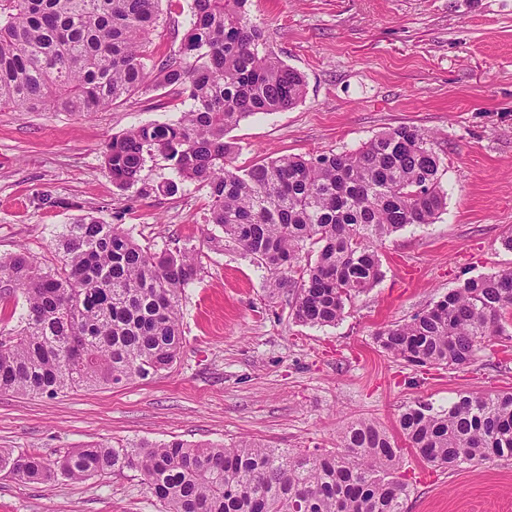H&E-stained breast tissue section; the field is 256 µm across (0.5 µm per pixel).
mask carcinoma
Listing matches in <instances>:
<instances>
[{
  "label": "carcinoma",
  "instance_id": "1",
  "mask_svg": "<svg viewBox=\"0 0 512 512\" xmlns=\"http://www.w3.org/2000/svg\"><path fill=\"white\" fill-rule=\"evenodd\" d=\"M161 0H0V108L99 112L147 86L187 95L168 123L114 135L104 150L112 182L127 189L159 153L177 182L208 188L209 223L293 289L303 325L340 321L346 303L382 277L376 244L446 207L440 159L414 126L380 133L353 152L285 155L232 165L229 131L249 116L297 105L304 77L272 52L247 18L248 0H193L181 54L148 65L143 45ZM60 266L25 251L0 256V301L24 298L20 325L0 327V392L53 397L81 387L145 380L180 357V297L197 276L192 248L150 252L94 217L58 235ZM512 270L469 278L378 346L413 366L460 367L507 335ZM411 452L437 467L512 459V391L461 393L399 419ZM401 449L369 419L340 427L332 451L174 439L115 448L90 443L55 460L0 448V472L28 481L82 480L136 469L163 512H405Z\"/></svg>",
  "mask_w": 512,
  "mask_h": 512
}]
</instances>
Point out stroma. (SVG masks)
<instances>
[{
	"label": "stroma",
	"instance_id": "obj_1",
	"mask_svg": "<svg viewBox=\"0 0 512 512\" xmlns=\"http://www.w3.org/2000/svg\"><path fill=\"white\" fill-rule=\"evenodd\" d=\"M192 0H163L145 52L177 53ZM265 47L300 72L295 107L248 117L228 138L246 168L281 155L353 151L410 125L439 155L445 210L379 246L384 276L333 326L296 323L291 291L232 240L211 241L208 197L148 159L134 187L104 164L112 136L180 117V99L140 93L100 112L0 110V255L26 248L59 265L55 236L93 215L151 250L195 248L198 272L181 297L183 351L145 380L54 398L0 392V448L56 457L91 442L114 447L178 438L276 448L336 445L338 425L366 418L402 444L398 418L462 392L512 391V339L485 343L460 368H415L374 336L409 321L465 279L512 269V0H248ZM406 512H512V459L451 470L404 451ZM137 470L33 483L0 473V512H160Z\"/></svg>",
	"mask_w": 512,
	"mask_h": 512
}]
</instances>
